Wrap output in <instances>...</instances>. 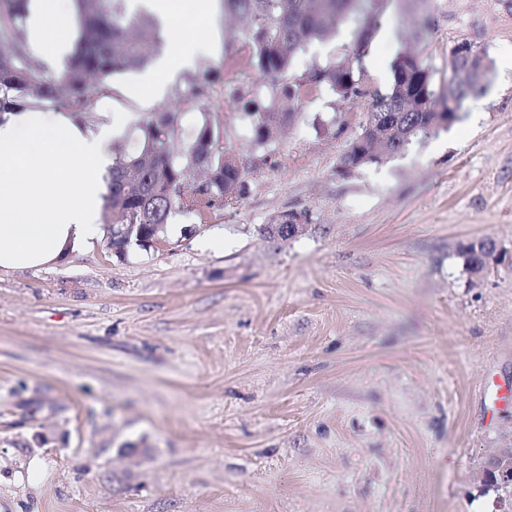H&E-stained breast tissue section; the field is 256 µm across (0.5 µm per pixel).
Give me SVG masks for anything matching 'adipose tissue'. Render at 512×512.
Returning <instances> with one entry per match:
<instances>
[{
	"mask_svg": "<svg viewBox=\"0 0 512 512\" xmlns=\"http://www.w3.org/2000/svg\"><path fill=\"white\" fill-rule=\"evenodd\" d=\"M211 0H128L132 12L168 28V49L141 83L154 96L168 73L190 67L201 46L187 38ZM71 0H29V33L42 52L63 57ZM111 125L98 131L31 112L0 115V269L40 268L64 260L101 233L103 195L112 166Z\"/></svg>",
	"mask_w": 512,
	"mask_h": 512,
	"instance_id": "ef3b65f1",
	"label": "adipose tissue"
}]
</instances>
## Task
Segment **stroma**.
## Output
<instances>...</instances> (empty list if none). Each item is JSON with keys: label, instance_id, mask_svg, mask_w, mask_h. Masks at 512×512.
<instances>
[{"label": "stroma", "instance_id": "1", "mask_svg": "<svg viewBox=\"0 0 512 512\" xmlns=\"http://www.w3.org/2000/svg\"><path fill=\"white\" fill-rule=\"evenodd\" d=\"M378 23L365 90L412 45L438 86L463 41L493 70L460 121L348 174L367 98L276 93L224 0L161 94H136L145 67L94 93L82 124L111 113L129 152L158 109L177 149L209 113L244 190L198 211L195 173L166 247L0 271V512H512L484 482L512 448L489 385H512V0H389ZM352 45L340 24L293 73ZM261 111L285 119L262 148ZM291 211L302 233L263 234ZM482 240L503 259L476 275L461 250Z\"/></svg>", "mask_w": 512, "mask_h": 512}]
</instances>
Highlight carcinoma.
Masks as SVG:
<instances>
[{"instance_id":"cac0c4a2","label":"carcinoma","mask_w":512,"mask_h":512,"mask_svg":"<svg viewBox=\"0 0 512 512\" xmlns=\"http://www.w3.org/2000/svg\"><path fill=\"white\" fill-rule=\"evenodd\" d=\"M73 49L65 71L57 79L46 76L34 60L28 39V0H7L0 8V112H11L20 103L58 104L81 116L96 88L121 72L145 66L164 43L161 29L147 14L130 19L122 11L123 0H73ZM370 0H224V7L249 21L247 43L254 66L271 81H286L283 95L297 96L306 83L327 85L348 103L369 95L361 132L350 143L343 159L345 172L380 164L402 152L448 111L460 115L467 98L480 92L493 68L491 59L467 65L448 60V78L434 89L432 71L418 53L405 49L392 63V80L384 89L367 92L361 87L365 57L377 32V17ZM354 23L351 52L329 69H316L304 79L289 76L299 52L328 38L341 22ZM177 113L166 109L153 113L141 126L142 147L135 154L117 153L107 180L105 200L112 224L106 249L123 237L129 224L141 234L114 253L149 249L152 236H164L166 225L182 209L181 188L188 176L201 170L206 179L198 192L207 204L234 201L241 195L240 170L226 162L228 150L220 144V130L205 112L194 139L178 153L168 142L177 128ZM490 257L485 242L470 245L463 258L474 273L481 272ZM512 448L489 463L485 482L512 486Z\"/></svg>"}]
</instances>
